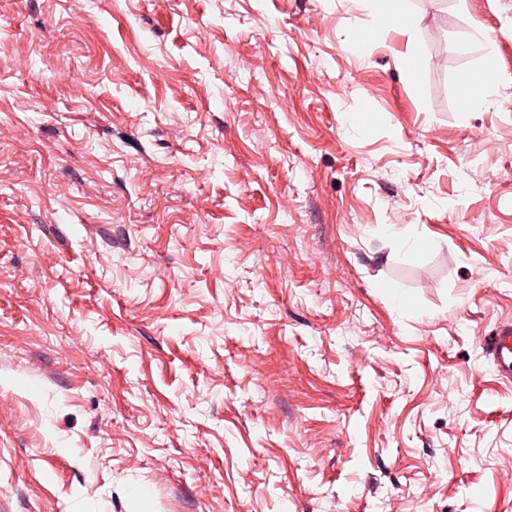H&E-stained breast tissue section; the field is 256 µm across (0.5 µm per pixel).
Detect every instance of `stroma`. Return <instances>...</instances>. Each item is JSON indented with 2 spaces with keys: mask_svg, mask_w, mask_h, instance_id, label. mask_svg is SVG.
I'll use <instances>...</instances> for the list:
<instances>
[{
  "mask_svg": "<svg viewBox=\"0 0 512 512\" xmlns=\"http://www.w3.org/2000/svg\"><path fill=\"white\" fill-rule=\"evenodd\" d=\"M406 5L0 0V512H512V0ZM364 3L376 16L377 24L357 34L359 44L376 40L382 32L392 27L411 31L418 25V18L406 8L405 0H365ZM495 82L494 54H488L483 68L466 74L462 79L468 106L482 108L489 103ZM485 345L499 376L512 380V322H499L485 337Z\"/></svg>",
  "mask_w": 512,
  "mask_h": 512,
  "instance_id": "obj_1",
  "label": "stroma"
}]
</instances>
